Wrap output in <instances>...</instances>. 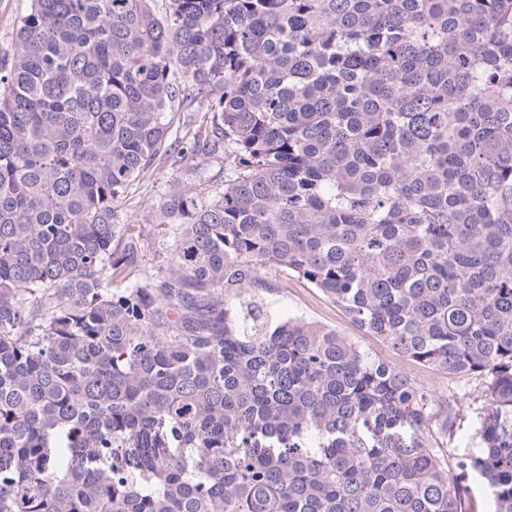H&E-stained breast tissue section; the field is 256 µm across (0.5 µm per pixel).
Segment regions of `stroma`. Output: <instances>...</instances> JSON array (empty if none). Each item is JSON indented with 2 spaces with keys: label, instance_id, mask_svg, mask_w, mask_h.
<instances>
[{
  "label": "stroma",
  "instance_id": "35a3bbf8",
  "mask_svg": "<svg viewBox=\"0 0 512 512\" xmlns=\"http://www.w3.org/2000/svg\"><path fill=\"white\" fill-rule=\"evenodd\" d=\"M30 9L31 0H0V71L13 56L19 23ZM193 166L190 158L182 160L172 156L161 160L152 174L130 189L125 204L127 223H140L145 209L164 199L171 186L172 172H181L187 178ZM263 297L274 318L301 317L334 329L424 386L438 406H451L450 422L438 417L430 426V442L445 456L453 458L480 452L484 412L478 380L423 368L395 354L382 338L357 325L342 306L297 276L270 273Z\"/></svg>",
  "mask_w": 512,
  "mask_h": 512
}]
</instances>
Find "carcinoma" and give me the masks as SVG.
<instances>
[{
	"instance_id": "carcinoma-1",
	"label": "carcinoma",
	"mask_w": 512,
	"mask_h": 512,
	"mask_svg": "<svg viewBox=\"0 0 512 512\" xmlns=\"http://www.w3.org/2000/svg\"><path fill=\"white\" fill-rule=\"evenodd\" d=\"M173 148L224 185L125 223ZM272 270L480 380V454L272 320ZM475 473L512 512V0H32L0 76V512H479Z\"/></svg>"
}]
</instances>
